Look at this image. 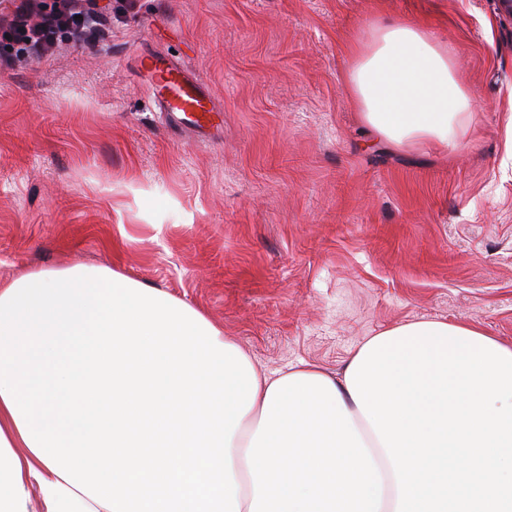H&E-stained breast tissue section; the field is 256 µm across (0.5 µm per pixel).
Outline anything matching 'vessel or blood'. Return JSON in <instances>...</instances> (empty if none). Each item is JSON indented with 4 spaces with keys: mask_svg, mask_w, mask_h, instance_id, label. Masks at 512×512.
Masks as SVG:
<instances>
[{
    "mask_svg": "<svg viewBox=\"0 0 512 512\" xmlns=\"http://www.w3.org/2000/svg\"><path fill=\"white\" fill-rule=\"evenodd\" d=\"M147 69L153 75V84L159 93L156 100L160 111L180 127L199 130L210 121L211 114L202 98L190 90L189 80L173 63L149 59Z\"/></svg>",
    "mask_w": 512,
    "mask_h": 512,
    "instance_id": "b4317fda",
    "label": "vessel or blood"
}]
</instances>
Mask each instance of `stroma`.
I'll return each instance as SVG.
<instances>
[{
  "label": "stroma",
  "instance_id": "stroma-1",
  "mask_svg": "<svg viewBox=\"0 0 512 512\" xmlns=\"http://www.w3.org/2000/svg\"><path fill=\"white\" fill-rule=\"evenodd\" d=\"M39 60L0 35V285L102 266L200 310L266 372L341 370L417 320L512 343V25L496 0H111ZM426 28L474 96L462 149L396 148L343 84L374 13ZM217 106L168 124L142 62Z\"/></svg>",
  "mask_w": 512,
  "mask_h": 512
}]
</instances>
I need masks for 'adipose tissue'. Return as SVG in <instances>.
I'll list each match as a JSON object with an SVG mask.
<instances>
[{"mask_svg": "<svg viewBox=\"0 0 512 512\" xmlns=\"http://www.w3.org/2000/svg\"><path fill=\"white\" fill-rule=\"evenodd\" d=\"M348 51L343 81L377 137L463 147L474 100L447 45L380 17ZM312 405L323 425L304 436ZM360 416L344 374L261 373L199 310L110 268L0 286V512L35 494L45 512H394Z\"/></svg>", "mask_w": 512, "mask_h": 512, "instance_id": "ef3b65f1", "label": "adipose tissue"}]
</instances>
